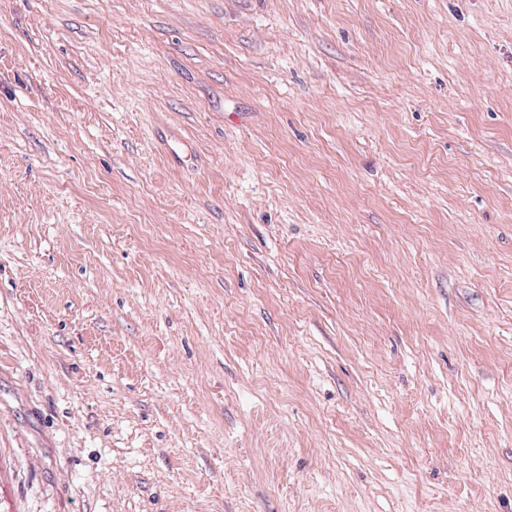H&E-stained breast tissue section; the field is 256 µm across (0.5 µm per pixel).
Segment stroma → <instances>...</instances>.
<instances>
[{"label": "stroma", "instance_id": "35a3bbf8", "mask_svg": "<svg viewBox=\"0 0 512 512\" xmlns=\"http://www.w3.org/2000/svg\"><path fill=\"white\" fill-rule=\"evenodd\" d=\"M0 512H512V0H0Z\"/></svg>", "mask_w": 512, "mask_h": 512}]
</instances>
